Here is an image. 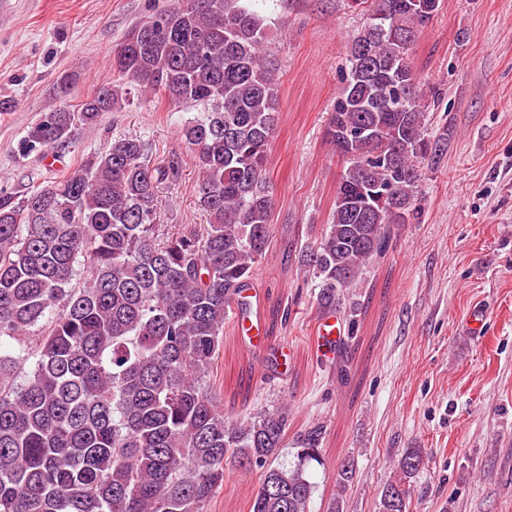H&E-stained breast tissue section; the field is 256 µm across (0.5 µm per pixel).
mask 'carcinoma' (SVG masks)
Segmentation results:
<instances>
[{
	"instance_id": "1",
	"label": "carcinoma",
	"mask_w": 512,
	"mask_h": 512,
	"mask_svg": "<svg viewBox=\"0 0 512 512\" xmlns=\"http://www.w3.org/2000/svg\"><path fill=\"white\" fill-rule=\"evenodd\" d=\"M347 5L367 17L326 134L338 154V128L377 136L367 155L341 158L328 229L302 250L321 310L387 250L391 227L416 219L422 169L448 147V133L429 132L408 62L441 0ZM269 43L242 0H177L125 34L110 63L117 79L27 128L25 150L53 152L74 127L122 110L133 88L199 111L179 133L198 159L209 222L160 235L158 188L178 162L150 165L134 136L26 194L0 191V512H204L229 461L262 469L249 512H309L320 429L298 438L296 465L277 466L285 409L230 422L210 386L224 324L232 307H250L270 240ZM423 465L422 449H405L380 512H409Z\"/></svg>"
}]
</instances>
